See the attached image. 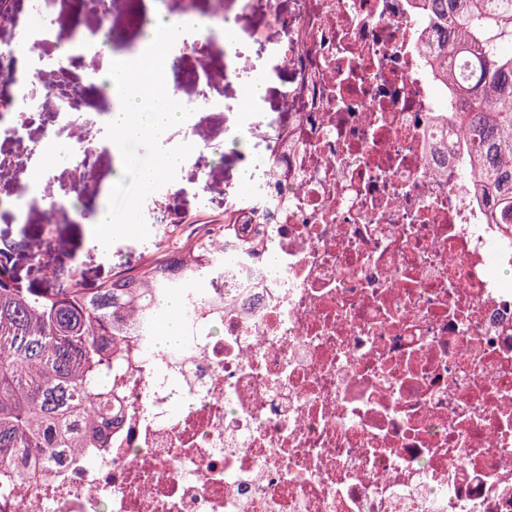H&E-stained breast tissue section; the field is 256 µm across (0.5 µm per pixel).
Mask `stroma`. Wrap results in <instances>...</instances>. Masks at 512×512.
I'll return each mask as SVG.
<instances>
[{"instance_id":"obj_1","label":"stroma","mask_w":512,"mask_h":512,"mask_svg":"<svg viewBox=\"0 0 512 512\" xmlns=\"http://www.w3.org/2000/svg\"><path fill=\"white\" fill-rule=\"evenodd\" d=\"M241 27L253 30L254 36L240 46L234 60H227L223 51L213 49L207 64L213 71L230 67L232 78L221 86L224 108L220 111H199L191 122L172 125L163 131H147L143 136L123 142L121 150L131 157L132 165L117 167L112 156L96 154L93 160L77 168L57 157L48 162L53 177L62 183L77 184L81 189L79 207L96 210L102 203L124 201L135 205L138 216L136 234L116 232L121 221L120 212H113L110 226L90 232L88 225L64 220L52 225L41 222L40 215H32L30 224L21 226L0 218V245L13 252V272L21 285L39 283L40 278L29 258L30 246L43 236H50L51 246L44 260L59 279H67L73 270H80L85 287L95 288L117 274L137 272L155 250L160 225L188 231L187 217L219 218L230 197L243 194L248 177L258 176L267 148L263 139H245L234 142L233 135L242 124L273 128L284 115L279 110L281 97L288 86L287 71L276 69L270 55L274 44L286 40L285 29L271 26L265 7H257L251 14L239 18ZM264 62L267 88L257 112H243L238 108L240 84L253 71L255 62ZM165 140L173 149L188 143L211 142L223 145V160L199 168L183 165L168 176V203L164 215H156L148 200L149 189L140 188L138 181L143 168L157 160L158 140ZM211 184L209 192L200 189L201 180Z\"/></svg>"}]
</instances>
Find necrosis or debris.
<instances>
[{
    "mask_svg": "<svg viewBox=\"0 0 512 512\" xmlns=\"http://www.w3.org/2000/svg\"><path fill=\"white\" fill-rule=\"evenodd\" d=\"M183 53L219 111L205 62L253 0H183ZM286 122L258 191L236 211L240 254L179 347L112 377L106 445L0 471V512H512V225L489 221L465 136L426 50L424 0H294ZM45 19L0 11V170L42 153L80 109L65 62L98 56ZM74 187L0 184V217L71 214ZM220 335H213V327Z\"/></svg>",
    "mask_w": 512,
    "mask_h": 512,
    "instance_id": "4bbe7bcc",
    "label": "necrosis or debris"
}]
</instances>
